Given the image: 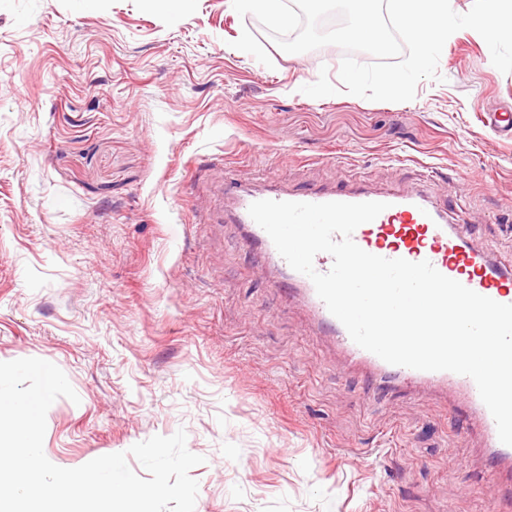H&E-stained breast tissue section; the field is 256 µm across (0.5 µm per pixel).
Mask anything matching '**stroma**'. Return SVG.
I'll return each instance as SVG.
<instances>
[{
  "mask_svg": "<svg viewBox=\"0 0 512 512\" xmlns=\"http://www.w3.org/2000/svg\"><path fill=\"white\" fill-rule=\"evenodd\" d=\"M343 57L283 52L232 0H0V362H52L78 394L47 412L53 464L182 429L195 512H489L451 394L378 390L221 218L223 172L418 189L512 262V135L482 122L512 73L484 39L452 34L408 102L302 93Z\"/></svg>",
  "mask_w": 512,
  "mask_h": 512,
  "instance_id": "35a3bbf8",
  "label": "stroma"
}]
</instances>
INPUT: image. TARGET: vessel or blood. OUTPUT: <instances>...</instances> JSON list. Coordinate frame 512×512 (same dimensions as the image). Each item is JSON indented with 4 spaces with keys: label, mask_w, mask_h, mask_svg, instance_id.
Segmentation results:
<instances>
[{
    "label": "vessel or blood",
    "mask_w": 512,
    "mask_h": 512,
    "mask_svg": "<svg viewBox=\"0 0 512 512\" xmlns=\"http://www.w3.org/2000/svg\"><path fill=\"white\" fill-rule=\"evenodd\" d=\"M221 192L231 202L229 215L245 227L247 242L254 246L267 265L277 268L291 290L306 301L310 321L332 334L351 362L367 365L379 387L398 386L413 389L422 383L442 384L452 388L461 402L455 408L458 416L476 421L497 466L512 470V446L501 443L490 411L480 398L475 382L468 376L449 371H419L386 363L353 342L344 326L328 311L318 297L312 281L293 270L280 256L268 234L249 215L253 202H382L385 210L373 221L357 227L353 241L371 254L411 262L430 261L444 276L456 280L480 295L503 304H512V267L495 261L483 250L473 247L458 226L448 224L446 217L415 193H375L348 187L257 191L223 176Z\"/></svg>",
    "instance_id": "1"
}]
</instances>
